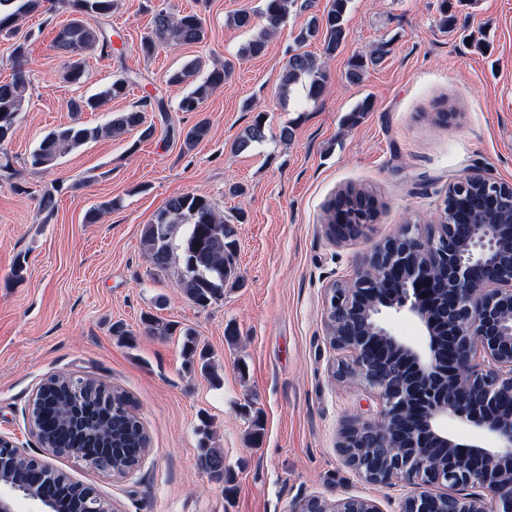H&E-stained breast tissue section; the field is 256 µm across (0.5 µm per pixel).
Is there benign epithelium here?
Segmentation results:
<instances>
[{"mask_svg": "<svg viewBox=\"0 0 512 512\" xmlns=\"http://www.w3.org/2000/svg\"><path fill=\"white\" fill-rule=\"evenodd\" d=\"M477 181L494 195L512 189L467 174L451 193L462 196ZM327 228L346 240L368 225ZM354 281V288H328L331 343L351 357L339 377L375 391L382 409L376 420L342 424L336 448L347 465L373 484L413 482L401 512H512V224H441L428 237L404 224ZM393 312L419 321L422 344L390 333L384 318ZM450 422L480 430L496 446L459 442ZM16 492L0 485V512H15ZM297 512L381 510L371 499L313 496Z\"/></svg>", "mask_w": 512, "mask_h": 512, "instance_id": "7a95c632", "label": "benign epithelium"}]
</instances>
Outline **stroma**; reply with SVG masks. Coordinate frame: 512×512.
Listing matches in <instances>:
<instances>
[{
    "label": "stroma",
    "instance_id": "1",
    "mask_svg": "<svg viewBox=\"0 0 512 512\" xmlns=\"http://www.w3.org/2000/svg\"><path fill=\"white\" fill-rule=\"evenodd\" d=\"M328 0H295L262 55H244L252 32L233 25L262 0H114L105 30L119 32L120 55L83 57L84 76L66 78L73 58L54 45L71 18L62 5L16 23L0 37V81L10 80L14 43L25 47L31 88L14 136L0 150L17 176L0 180V436L92 487L119 512H298L317 495L374 500L399 512L411 486L374 485L336 448L344 418L376 419L379 405L355 382L333 373L346 352L325 331V290L351 281L365 259L402 225L437 233L448 187L480 173L512 184V0H456L454 28L438 23L439 0H352L346 37L326 66L322 97L302 87L279 93L295 38ZM202 17L204 41L144 56L140 45L155 13ZM385 45L383 61L360 84L345 73L352 58ZM197 60L228 65L223 86L194 112L180 109L188 84L171 75ZM128 78L125 97L79 114L71 101ZM370 112L353 117L362 101ZM452 109L454 119L438 117ZM143 110L150 136L134 129L103 137L49 167L27 166L51 131L75 122L94 127L110 115ZM265 138L235 143L256 117ZM208 120V136L185 149V132ZM291 136H283L284 127ZM243 193L234 197L233 186ZM372 190L382 207L365 234L331 240L324 207L338 190ZM56 207L41 211L44 192ZM206 196L236 229L237 281L202 308L180 287V265L160 271L140 249L143 227L173 196ZM96 223L86 212L107 200ZM21 277H13L15 265ZM170 324L150 336L145 316ZM124 322L131 337L112 333ZM238 331L228 339L227 326ZM192 329L215 370H190L182 332ZM79 374L123 390L149 440L138 469L115 477L70 456H46L30 425L36 388L53 374ZM260 416V441L250 437ZM221 449L233 478L199 465L200 444Z\"/></svg>",
    "mask_w": 512,
    "mask_h": 512
}]
</instances>
